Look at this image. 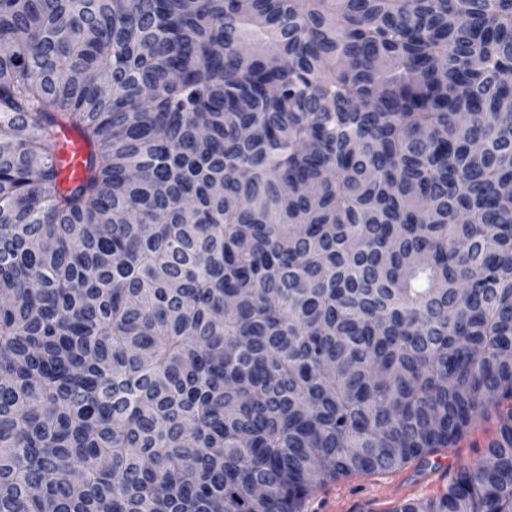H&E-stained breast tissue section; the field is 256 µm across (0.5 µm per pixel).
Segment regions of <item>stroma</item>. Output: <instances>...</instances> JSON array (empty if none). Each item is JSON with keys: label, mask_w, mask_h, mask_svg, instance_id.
<instances>
[{"label": "stroma", "mask_w": 512, "mask_h": 512, "mask_svg": "<svg viewBox=\"0 0 512 512\" xmlns=\"http://www.w3.org/2000/svg\"><path fill=\"white\" fill-rule=\"evenodd\" d=\"M494 435L493 423L481 422L457 447L441 449L427 461L329 482L309 496L304 512H394L404 503L436 496L462 471L474 467Z\"/></svg>", "instance_id": "obj_1"}]
</instances>
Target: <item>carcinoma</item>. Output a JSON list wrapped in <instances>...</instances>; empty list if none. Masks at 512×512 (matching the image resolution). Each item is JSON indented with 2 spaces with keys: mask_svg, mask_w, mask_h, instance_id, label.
<instances>
[{
  "mask_svg": "<svg viewBox=\"0 0 512 512\" xmlns=\"http://www.w3.org/2000/svg\"><path fill=\"white\" fill-rule=\"evenodd\" d=\"M489 420L395 512H512V0H0V512H301ZM88 147L73 130H64L60 136L57 166L66 182L77 183L86 174Z\"/></svg>",
  "mask_w": 512,
  "mask_h": 512,
  "instance_id": "cac0c4a2",
  "label": "carcinoma"
}]
</instances>
